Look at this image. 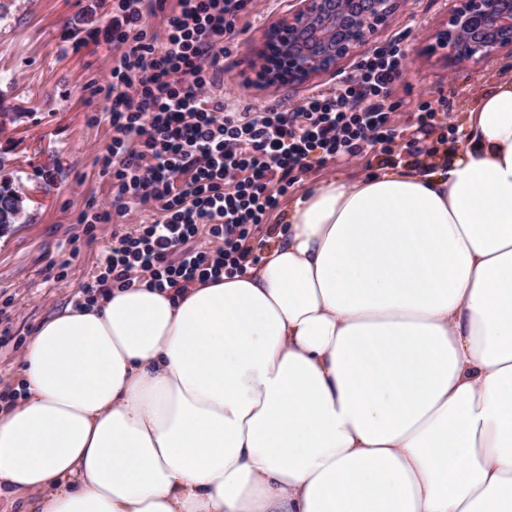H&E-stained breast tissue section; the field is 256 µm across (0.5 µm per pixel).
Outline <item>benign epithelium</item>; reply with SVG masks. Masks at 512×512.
I'll return each mask as SVG.
<instances>
[{"label": "benign epithelium", "mask_w": 512, "mask_h": 512, "mask_svg": "<svg viewBox=\"0 0 512 512\" xmlns=\"http://www.w3.org/2000/svg\"><path fill=\"white\" fill-rule=\"evenodd\" d=\"M397 0H299L272 25L259 51L256 81L295 84L349 54L396 9ZM436 43L455 57L489 59L512 48V0H456Z\"/></svg>", "instance_id": "7a95c632"}]
</instances>
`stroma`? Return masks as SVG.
<instances>
[{"instance_id":"1","label":"stroma","mask_w":512,"mask_h":512,"mask_svg":"<svg viewBox=\"0 0 512 512\" xmlns=\"http://www.w3.org/2000/svg\"><path fill=\"white\" fill-rule=\"evenodd\" d=\"M454 0H401L389 22L336 66L301 84L259 86L254 82L256 52L268 28L295 11L298 0H253L237 47L224 56V85L241 105L294 107L312 91L333 92L352 75L358 60L374 48L401 37L409 57L397 85L390 114L398 129L412 132L415 108L439 96L448 99L446 124L427 136L429 144L446 138L448 153L464 151L462 116L479 96L512 77V48L484 61H451L437 49L433 33L448 21ZM107 0H0V168L26 194L27 221L0 230V395L11 391L24 347L52 314L74 304L78 287L100 271L113 233H137L153 219L151 209L130 206L113 226L89 236L76 223L74 208L110 198L112 184L100 176L96 160L112 140L108 121L91 122L102 106L98 88L112 66V44L104 36L111 23ZM374 155L334 158L300 174L284 207L254 234L263 243L283 223L285 207L316 183L354 182L381 168ZM68 285L60 287L57 275Z\"/></svg>"}]
</instances>
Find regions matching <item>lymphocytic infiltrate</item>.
I'll use <instances>...</instances> for the list:
<instances>
[{
  "label": "lymphocytic infiltrate",
  "instance_id": "1",
  "mask_svg": "<svg viewBox=\"0 0 512 512\" xmlns=\"http://www.w3.org/2000/svg\"><path fill=\"white\" fill-rule=\"evenodd\" d=\"M252 0H112L106 31L114 54L103 88L112 143L98 157L112 198L79 210L80 224H107L129 205L157 217L138 235L119 236L83 297L130 285L185 288L257 263L251 235L313 164L331 158L391 156L403 143L428 154L448 100L417 104L419 136L390 122V100L407 68L401 39L374 48L336 92L303 97L292 110L239 107L224 93V55L241 34ZM159 25H151L152 17ZM211 245L194 246L200 231Z\"/></svg>",
  "mask_w": 512,
  "mask_h": 512
}]
</instances>
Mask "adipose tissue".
I'll list each match as a JSON object with an SVG mask.
<instances>
[{
	"label": "adipose tissue",
	"mask_w": 512,
	"mask_h": 512,
	"mask_svg": "<svg viewBox=\"0 0 512 512\" xmlns=\"http://www.w3.org/2000/svg\"><path fill=\"white\" fill-rule=\"evenodd\" d=\"M465 154L313 185L246 272L68 306L0 403L19 512H512V78Z\"/></svg>",
	"instance_id": "obj_1"
}]
</instances>
